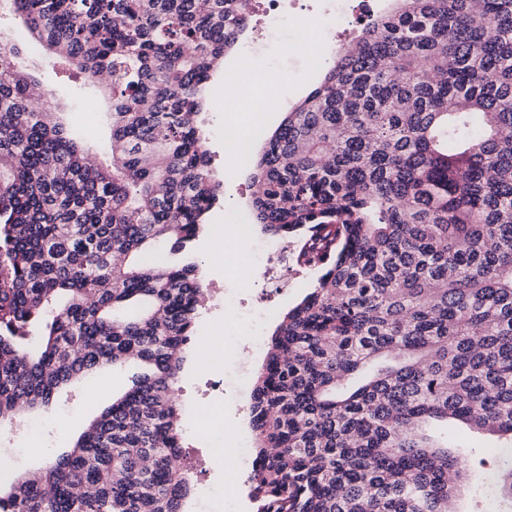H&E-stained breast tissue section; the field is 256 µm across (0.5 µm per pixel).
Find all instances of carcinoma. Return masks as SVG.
Masks as SVG:
<instances>
[{"label":"carcinoma","instance_id":"cac0c4a2","mask_svg":"<svg viewBox=\"0 0 512 512\" xmlns=\"http://www.w3.org/2000/svg\"><path fill=\"white\" fill-rule=\"evenodd\" d=\"M0 1L111 123L95 164L0 35V426L141 368L0 512H184L171 389L223 195L199 116L251 0ZM394 2L249 158L253 223L315 273L255 376L252 512H448L450 420L509 444L512 506V0Z\"/></svg>","mask_w":512,"mask_h":512}]
</instances>
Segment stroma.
<instances>
[{
	"instance_id": "35a3bbf8",
	"label": "stroma",
	"mask_w": 512,
	"mask_h": 512,
	"mask_svg": "<svg viewBox=\"0 0 512 512\" xmlns=\"http://www.w3.org/2000/svg\"><path fill=\"white\" fill-rule=\"evenodd\" d=\"M336 0H282V7L290 12L292 22L271 38L257 46L241 41L224 58L222 73L216 74L210 90V105L202 119L209 134L208 147L213 167L222 176L224 198L210 213L205 231L194 243V250L202 261L203 281L210 289V304L201 309L196 321L193 342L209 344L212 349L211 366L193 370L183 368L175 384L172 397L182 410L186 440L203 432L212 422H220L224 429L234 430L236 436L250 437L248 408L250 390H225L223 400L206 402L208 380L226 376L233 363L230 354L221 350L227 336H249L260 333L270 336L281 314L294 305L313 283L310 273L291 275L290 286L284 294L269 304L262 319H255L257 308L255 291L264 284V276L255 251L267 236L253 224L250 213L251 180L246 163H238L235 175H227L228 161L224 156V140L217 137L219 129L235 126L248 141L250 153H259L265 140L283 120L317 87L330 66L337 50L348 47L369 15L387 8V0H368L347 30L333 33L315 41L314 55L318 65H310L308 57L290 52L299 29L298 21L310 18L326 20L327 12ZM0 28L10 31L21 49L22 56L39 87L51 90L62 121L80 134L86 148L102 152L108 137L104 114L109 106L98 100L95 111H85L83 94L74 84L62 77L55 57L32 38L18 16L0 13ZM248 63L255 77L276 76V104L255 117L231 121L219 103L225 73L234 71L240 63ZM247 265L249 276L238 279L233 269ZM134 367L108 368L86 377L76 387L63 393L59 401L33 417L32 425H19L0 431V460L7 461L6 476L0 483L9 484L22 474L37 471L47 460L68 450L71 441L79 435L94 416L111 405L113 398L131 385ZM449 433L458 441L482 447V459L465 460L464 466L473 486L492 482L495 458L498 454L496 438L470 432L462 424L452 423ZM236 463L212 460L206 475L194 479V493L185 505L186 512H224L225 498L237 500L240 512H250L247 486L238 477Z\"/></svg>"
}]
</instances>
